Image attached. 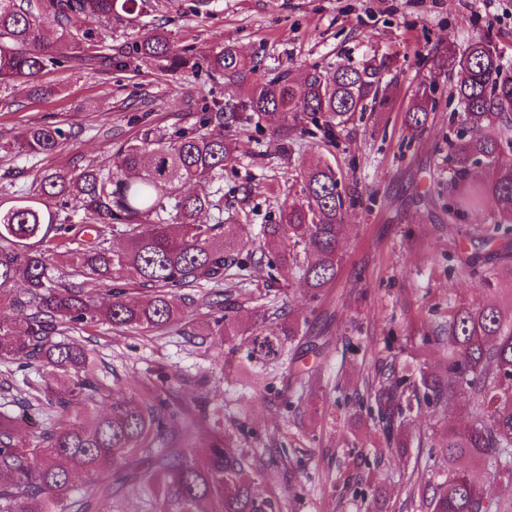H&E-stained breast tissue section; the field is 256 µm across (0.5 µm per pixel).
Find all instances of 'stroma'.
I'll return each mask as SVG.
<instances>
[{
	"instance_id": "1",
	"label": "stroma",
	"mask_w": 512,
	"mask_h": 512,
	"mask_svg": "<svg viewBox=\"0 0 512 512\" xmlns=\"http://www.w3.org/2000/svg\"><path fill=\"white\" fill-rule=\"evenodd\" d=\"M175 48L194 52L193 66L166 72L141 60L97 71L51 67L42 81L59 92L33 97L25 80L0 88V197L27 192L46 171L106 168L114 147L144 129L166 134L194 129L212 102L240 100L245 86L210 72L203 55L230 44L272 77L288 69L332 73L336 63L371 58L393 64L386 110L355 120L325 138L305 135L286 155L267 122L233 131L240 150L224 168V225L243 231L254 263L234 287L245 327L264 323L265 310L300 321L302 356L294 365L247 363V341L224 343L201 331L217 308L199 288L177 327L121 333L100 324L69 334L95 361L97 376L116 395L169 396L185 409L157 441L201 447L214 431L254 461L253 489L281 499L283 512H420L414 492L439 481L437 457L449 428L465 427L462 406L419 405L409 416L407 451L392 449L386 430L368 413L374 387L392 372L440 371L443 350L417 349L418 336L460 299L478 303L489 291L449 273L448 254L465 243L466 227L445 219L448 200V116L453 76L438 67L449 45L488 34L512 66V0H151L147 16L104 22L86 18L89 44L121 49L152 27ZM433 87L436 108L423 136L411 139L405 112L419 86ZM31 124L62 128L56 153L23 155L14 142ZM327 161L357 203L344 215L343 266L322 301L300 283H270L258 249L264 225L280 221L299 166ZM49 377L41 367L0 363V412L17 417L27 441L41 436L54 410L27 403L29 387Z\"/></svg>"
}]
</instances>
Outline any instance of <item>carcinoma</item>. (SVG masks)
<instances>
[{
  "label": "carcinoma",
  "instance_id": "1",
  "mask_svg": "<svg viewBox=\"0 0 512 512\" xmlns=\"http://www.w3.org/2000/svg\"><path fill=\"white\" fill-rule=\"evenodd\" d=\"M150 0H0V86L25 78L33 95L49 99L57 89L35 82L50 66L62 64L56 45L70 47L69 59L85 69L122 66L125 60L154 61L175 72L190 63L191 49L174 51L155 31L124 51L105 56L90 51L79 37V23L94 16L146 13ZM54 26L56 38L47 35ZM207 66L233 83H249L241 103L216 102L202 113L199 129L168 137L152 128L137 142L122 144L106 169L44 173L32 191L0 199V306L26 311L22 327L0 321V361H35L50 369L52 381L36 389L56 417L36 442L23 440L17 418L0 412V512H103L128 486L149 499H161L166 512H280L281 506L254 494L249 462L220 432L203 448H152L177 411L162 399L112 396L97 380L93 360L81 347L56 336L100 323L128 332H151L180 324L184 310L172 291L239 279L243 236L223 231L224 194L204 195L181 187L216 182L236 158L237 142L228 131L257 116L270 122L283 149H292L296 130L311 124L330 138L355 115L386 104L382 77L386 59L361 66L336 64L333 74L308 71L298 88L290 71L257 78V65L226 45L205 57ZM455 76L452 96L459 110L448 118V223L467 224L489 199L495 203L490 227L472 224L486 252L455 251L453 268L504 300L448 303V315L420 337V347L448 350L442 372H422L413 395L408 378L395 377L374 391L370 415L384 423L389 438L405 449L402 426L412 400L450 407L463 397L475 408L464 430L448 429L439 454L448 465L431 493H422L426 512H509L512 503L489 497L468 469L490 460L493 476L512 485V67L504 66L491 41L476 36L448 52ZM432 88L419 92L405 113L410 139L426 131L435 108ZM65 132L32 125L18 151L55 152ZM302 200L282 208L280 223L268 224L260 243L270 270L288 282H303L315 301L341 270L343 216L356 203L336 169L317 162L300 172ZM72 205L81 224L59 222L56 205ZM214 213V224L198 220ZM126 239L107 245V230ZM78 237L62 256L82 270L73 285L53 277L39 245L52 238ZM128 282L147 290L139 302L127 300ZM224 315L208 324L209 336L247 335L248 357L261 362L288 360L285 342L299 335L294 320L253 331L236 321L233 293L212 292ZM110 401L103 413L88 402ZM80 412L84 421L70 416ZM84 477L78 487L74 478Z\"/></svg>",
  "mask_w": 512,
  "mask_h": 512
}]
</instances>
